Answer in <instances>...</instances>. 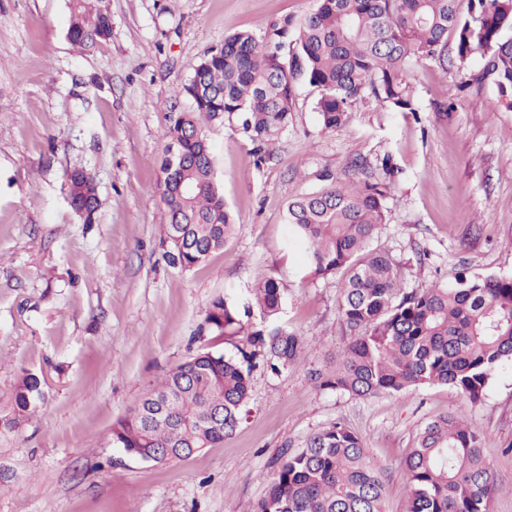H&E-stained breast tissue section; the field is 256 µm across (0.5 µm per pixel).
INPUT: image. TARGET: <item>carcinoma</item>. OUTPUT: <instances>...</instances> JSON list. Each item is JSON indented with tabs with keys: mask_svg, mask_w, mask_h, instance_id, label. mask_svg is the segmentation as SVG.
<instances>
[{
	"mask_svg": "<svg viewBox=\"0 0 512 512\" xmlns=\"http://www.w3.org/2000/svg\"><path fill=\"white\" fill-rule=\"evenodd\" d=\"M316 0L300 21L284 17L260 38L249 31L224 37L208 51L174 95L190 102L169 116V138L178 141V173L198 186L186 202L161 182L155 187L166 217L168 260L182 269L222 249L236 219L224 202L213 147L201 120L236 122L255 145L288 127L293 81L319 91L322 130L333 132L369 94L394 112L417 111L409 82L412 63L444 62L448 33L464 61L480 51L495 77L502 102L512 109V0ZM69 41L89 48L112 33L110 14L89 0H69ZM389 187L375 172L353 165L345 179L293 198L287 207L289 244L303 251L308 274L343 273L339 313L348 341L336 364L318 373L322 389L358 398L410 388L448 385L480 402L494 369L512 360V277L472 278L463 273L446 285L421 291L402 287L399 263L368 248L385 223ZM69 199L86 222L100 200L94 178L69 176ZM286 285L257 281L255 303L267 327L247 330L229 296L211 301L204 322L219 336L243 337L241 357L201 350L171 369L141 401L143 407L112 426V444L130 457L162 463L156 448H208L231 437L243 419L255 360L273 371L295 365L301 337L278 325ZM44 376L22 370L11 390L0 392V434L33 416L45 398ZM410 488L406 512H490L491 468L478 431L450 413L427 423L401 463ZM384 483L362 439L336 423L306 447L284 457L270 476L254 512H384Z\"/></svg>",
	"mask_w": 512,
	"mask_h": 512,
	"instance_id": "cac0c4a2",
	"label": "carcinoma"
}]
</instances>
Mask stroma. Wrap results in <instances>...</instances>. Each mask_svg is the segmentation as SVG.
Masks as SVG:
<instances>
[{"mask_svg":"<svg viewBox=\"0 0 512 512\" xmlns=\"http://www.w3.org/2000/svg\"><path fill=\"white\" fill-rule=\"evenodd\" d=\"M112 34L84 51L67 38L68 0H0V392L21 370L43 372L38 412L0 435L16 475L0 512H253L281 456L340 421L385 475V512H405L399 465L419 431L460 412L480 431L496 483L492 512H512V362L471 404L446 385L360 399L316 386L347 341L341 275L311 279L286 245L289 201L366 162L391 184L370 246L421 290L512 276V110L481 53L411 67L416 112L372 98L322 131L316 88L294 83L293 118L256 164L234 123L206 127L236 225L223 250L185 270L165 257L154 188L169 142L175 87L225 35L296 19L313 0H95ZM95 175L101 207L84 223L67 176ZM287 286L282 326L303 339L296 366L251 375L247 414L224 444L155 464L112 443V424L170 369L202 348L236 354L207 333L205 310L247 302L258 278Z\"/></svg>","mask_w":512,"mask_h":512,"instance_id":"1","label":"stroma"}]
</instances>
